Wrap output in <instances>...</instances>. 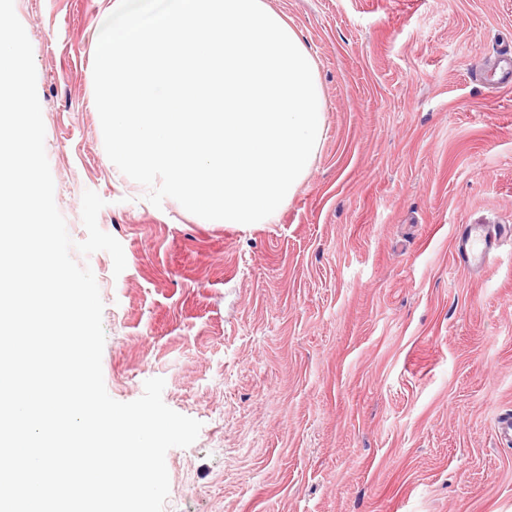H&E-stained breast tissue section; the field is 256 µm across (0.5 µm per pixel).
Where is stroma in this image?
I'll use <instances>...</instances> for the list:
<instances>
[{"label": "stroma", "instance_id": "stroma-1", "mask_svg": "<svg viewBox=\"0 0 512 512\" xmlns=\"http://www.w3.org/2000/svg\"><path fill=\"white\" fill-rule=\"evenodd\" d=\"M321 77L325 136L271 224H203L116 179L94 102L104 0H14L55 202L122 245L77 256L104 304L109 395L201 422L163 512H512V0H267ZM468 229V230H467ZM466 233L460 238V257L469 265L480 267L491 261L493 255V243L490 237L478 224L465 226Z\"/></svg>", "mask_w": 512, "mask_h": 512}]
</instances>
